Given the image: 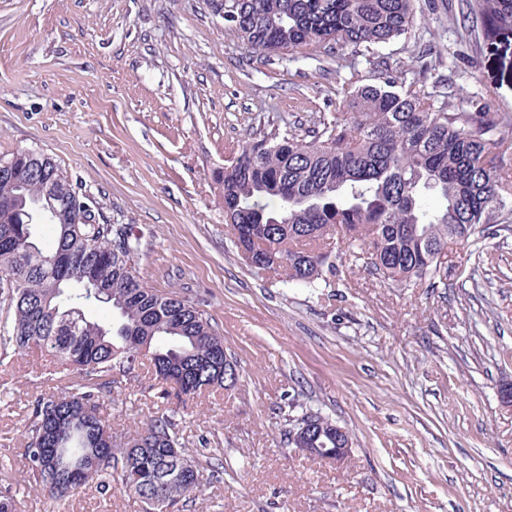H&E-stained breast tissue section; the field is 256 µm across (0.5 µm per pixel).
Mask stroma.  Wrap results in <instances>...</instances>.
<instances>
[{"instance_id":"stroma-1","label":"stroma","mask_w":512,"mask_h":512,"mask_svg":"<svg viewBox=\"0 0 512 512\" xmlns=\"http://www.w3.org/2000/svg\"><path fill=\"white\" fill-rule=\"evenodd\" d=\"M416 7L373 50L264 63L212 0H0V155L53 157L141 237L143 281L200 302L237 364L234 387L174 406L142 370L102 407L118 436L171 410L190 453L216 449L223 483L181 512H512V223L458 245L446 286L342 263L312 290L255 276L224 222L219 175L242 140L333 116L337 86L373 83L375 60L403 82L449 76L457 111L512 114V27L475 43L448 0ZM72 381L49 353L0 351V487L18 512H141L116 490L55 501L29 483V407ZM294 402L349 430L343 467L287 447Z\"/></svg>"}]
</instances>
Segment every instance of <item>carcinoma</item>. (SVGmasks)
Here are the masks:
<instances>
[{"instance_id":"cac0c4a2","label":"carcinoma","mask_w":512,"mask_h":512,"mask_svg":"<svg viewBox=\"0 0 512 512\" xmlns=\"http://www.w3.org/2000/svg\"><path fill=\"white\" fill-rule=\"evenodd\" d=\"M470 13L512 26V0H471ZM415 0H224V21L248 51L268 62L299 47L326 57L347 45L372 47L407 34ZM376 82L350 81L336 90L346 111L304 133L245 140L224 167V221L253 272L314 288L330 262L327 241L338 234L360 248L349 261L365 264L398 286L448 279L441 262L496 224L512 196L502 160L512 141L490 137L512 116L451 109L449 85L437 79L398 82L389 63L376 64ZM433 196L438 206L429 209ZM38 211L54 226L44 247L25 214ZM0 292L12 326L0 347L44 349L75 374L67 392L41 395L27 417L24 456L30 477L51 499L91 483L139 499L143 512H174L205 485L219 483L221 464L201 461L180 442L173 417H153L137 433L141 448L107 443L112 424L100 398L117 376L149 364L178 398L224 385V338L197 304L162 293L138 275L141 239L125 224L101 218L81 185L40 152L0 155ZM105 298L112 320L85 313ZM98 418L86 425L80 410ZM300 429L313 417L310 448L336 447L337 422L291 404Z\"/></svg>"}]
</instances>
